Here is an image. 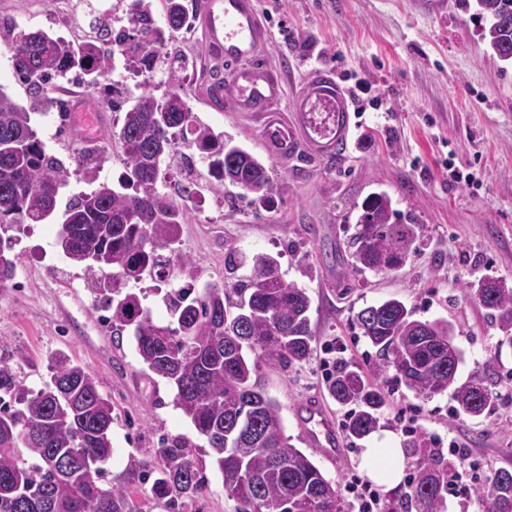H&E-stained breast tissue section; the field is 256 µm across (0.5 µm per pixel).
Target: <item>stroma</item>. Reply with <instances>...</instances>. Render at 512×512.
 <instances>
[{"label":"stroma","mask_w":512,"mask_h":512,"mask_svg":"<svg viewBox=\"0 0 512 512\" xmlns=\"http://www.w3.org/2000/svg\"><path fill=\"white\" fill-rule=\"evenodd\" d=\"M258 8L270 13L264 59L286 68L287 92L310 69L327 66L343 86L365 80L367 110L342 156L271 162L270 203L211 182L205 204L191 209L180 227L178 249L186 260L181 283L221 289L247 281L252 256L267 253L277 258L286 280L307 289L316 351L288 369L262 370L264 387L299 449L306 447L295 417L299 403L321 399L340 426L349 412L327 391L323 361L329 352L362 371L373 367L375 351L353 323L359 310L396 298L415 319L444 318L454 325L462 353L457 381L484 375L494 408L471 418L457 414L451 394L426 400L405 387H390L375 435L347 440L335 463L309 449L335 486L360 472L367 444L403 446L408 435L394 416L407 407L418 413V436L463 443L481 461L484 480L498 469L512 470V348L499 346L500 331L466 291L468 282L486 275L512 282V62L491 55L474 9L461 0H444L437 15L423 13L417 0H258ZM90 21L82 9L59 15L49 0H0L4 25L41 29L70 43L89 32ZM174 45L188 63L191 79L183 87L198 120L266 158L249 113L219 112L208 103L211 83L226 72L212 68L200 21L178 33ZM123 117L102 109L92 142L107 156L99 178L112 184L126 173L121 148L109 138ZM69 125V113L53 111L37 117L35 128L47 152L73 169L78 147ZM451 158L474 171L476 183L449 182ZM379 191L424 228L416 251L390 274L355 269L349 246L362 202ZM59 230L54 220L0 226V240L16 263L14 279L0 286V340L25 385L42 388L49 356L68 355L94 376L114 407L105 482L118 483L132 469L157 471L163 441L184 436L192 440L193 459L207 478L191 512H237L206 441L176 408L174 388L144 368L131 337L116 341L105 294L64 256ZM232 252L240 257L233 268L224 264Z\"/></svg>","instance_id":"obj_1"}]
</instances>
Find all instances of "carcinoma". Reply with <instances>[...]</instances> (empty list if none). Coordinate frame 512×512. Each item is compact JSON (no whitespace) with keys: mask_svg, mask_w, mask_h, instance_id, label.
Returning <instances> with one entry per match:
<instances>
[{"mask_svg":"<svg viewBox=\"0 0 512 512\" xmlns=\"http://www.w3.org/2000/svg\"><path fill=\"white\" fill-rule=\"evenodd\" d=\"M139 4L128 25L114 31L111 16L94 17L92 35L74 45L43 30L21 38L8 29L15 72L29 86L42 111L60 109L46 84L72 70L107 104L118 82L115 56L134 76L152 74L167 65L168 89L161 95L149 81L140 92L122 97L123 125L110 133L122 149L127 174L115 189L98 181L104 153L81 152L76 171L94 189L66 205L64 223L71 236L63 247L67 258L86 274L102 275L110 298L112 329L121 336L133 328L141 363L174 386V402L212 451L224 490L237 492L238 512H344L339 493L311 458L291 444L278 403L265 391L262 366L286 368L308 360L315 350L307 289L284 279L269 254L253 257V276L236 289L237 299L214 298L211 288L199 297L194 286L178 285L175 252L180 226L189 214L160 189V165L177 137L191 135L210 170L226 183L243 185L266 203L274 180L262 160L242 145L216 134L196 120L179 82L186 60L168 43L187 23L181 0H163L166 26L157 25L149 0ZM482 39L503 61L512 60V0H476ZM69 169L46 152L32 123V112L0 89V225L40 224L57 209L59 190L68 185ZM423 225L407 221L393 208L386 192L371 194L350 241L353 266L391 272L416 250ZM169 255H164V252ZM152 274L169 287L165 302L177 326L151 319L135 292L122 293L130 281ZM494 277L470 284L497 328L498 346H512V288L493 287ZM354 324L375 349L373 375L394 372L397 382L416 396L431 398L452 392L457 413L479 417L494 406L485 379L457 384L459 363L448 361V321H420L404 303L389 299L361 309ZM0 342V512H138L132 501L140 490L133 470L118 484L100 483L112 454V404L94 377L64 354L50 358V382L33 391L10 364ZM329 395L358 410L346 424L360 440L380 427L385 387L351 364L336 367ZM186 438L166 440L159 449V477L147 499L168 512H187L202 493L204 479L191 458ZM416 458L409 490L390 499L384 512L405 507L415 512H445L448 460L422 438L404 446ZM482 512H512V471L501 469L486 486L473 491Z\"/></svg>","mask_w":512,"mask_h":512,"instance_id":"cac0c4a2","label":"carcinoma"}]
</instances>
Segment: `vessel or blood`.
Wrapping results in <instances>:
<instances>
[{
    "instance_id": "obj_1",
    "label": "vessel or blood",
    "mask_w": 512,
    "mask_h": 512,
    "mask_svg": "<svg viewBox=\"0 0 512 512\" xmlns=\"http://www.w3.org/2000/svg\"><path fill=\"white\" fill-rule=\"evenodd\" d=\"M199 17L210 52L231 65L227 83L210 89L212 108L260 115L264 147L278 162L288 161L302 151L318 159L344 154L355 127V112L348 90L333 70L318 68L307 73L289 113L270 111V104L284 94L285 73L260 58L271 33L259 18L257 0H200ZM98 110L88 98L72 103L74 142L84 140L82 117ZM300 419L308 445L323 449L327 458H337L339 440L325 407L315 401L304 403Z\"/></svg>"
}]
</instances>
